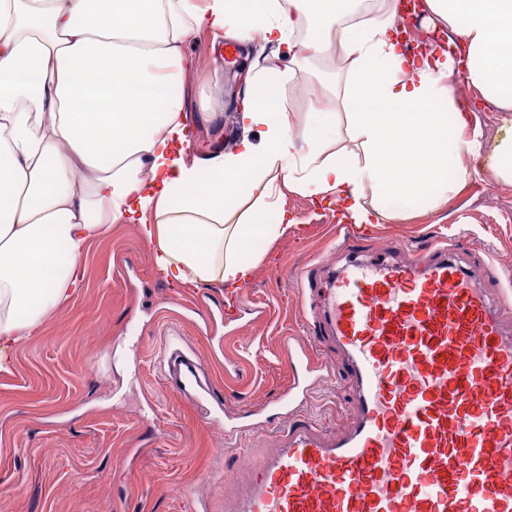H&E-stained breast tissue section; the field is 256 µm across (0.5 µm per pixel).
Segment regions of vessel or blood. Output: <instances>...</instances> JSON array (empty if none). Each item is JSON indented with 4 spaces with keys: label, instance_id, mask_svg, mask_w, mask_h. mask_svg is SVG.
<instances>
[{
    "label": "vessel or blood",
    "instance_id": "vessel-or-blood-1",
    "mask_svg": "<svg viewBox=\"0 0 512 512\" xmlns=\"http://www.w3.org/2000/svg\"><path fill=\"white\" fill-rule=\"evenodd\" d=\"M316 287L309 339L342 353L345 429L286 420L224 512H512V327L434 244ZM186 388L198 362L172 360Z\"/></svg>",
    "mask_w": 512,
    "mask_h": 512
}]
</instances>
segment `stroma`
I'll list each match as a JSON object with an SVG mask.
<instances>
[{"label": "stroma", "instance_id": "1", "mask_svg": "<svg viewBox=\"0 0 512 512\" xmlns=\"http://www.w3.org/2000/svg\"><path fill=\"white\" fill-rule=\"evenodd\" d=\"M213 41L206 28L190 37L194 68L177 86L196 120L199 152L229 151L242 139L240 104L231 97L236 75L216 66ZM237 60L251 72L285 70L281 90L297 125L316 80L328 81L335 103L346 93L349 65L339 59L327 66L258 40ZM212 112L221 120H209ZM476 167L458 194L371 225L362 250L380 256L395 244L440 240L471 274L495 268L480 284L500 293L512 277V183L494 178L489 156ZM291 201L299 231L241 252L255 268L250 284L230 297L217 286L159 277L137 225H114L90 244L81 295L47 316L16 351L12 372L0 375V512H194L201 501L224 512L225 496L237 490L225 449H238L248 467L275 447L273 428L287 414L317 421L326 434L344 429L340 407L351 389L339 374V351H315L325 368L316 379L287 360L285 348L306 338L302 308L311 297L298 269L314 264L325 273L349 257L336 250L334 200L295 193ZM166 348L200 356L212 396L196 403L179 393L160 360ZM297 379L306 381V397L288 411L270 409ZM251 409L262 410L267 428L225 436V417Z\"/></svg>", "mask_w": 512, "mask_h": 512}]
</instances>
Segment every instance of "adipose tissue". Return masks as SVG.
<instances>
[{
  "label": "adipose tissue",
  "mask_w": 512,
  "mask_h": 512,
  "mask_svg": "<svg viewBox=\"0 0 512 512\" xmlns=\"http://www.w3.org/2000/svg\"><path fill=\"white\" fill-rule=\"evenodd\" d=\"M348 0H0V373L45 315L83 288V260L135 224L158 273L246 287L243 245L287 234L288 196L335 197L345 222L380 224L458 193L484 142L453 78L512 112V0H425L456 39L406 52L399 0L344 25ZM309 36L296 43L300 22ZM347 60L344 110L318 100L293 136L283 72H254L235 152L193 154L175 87L193 28ZM362 161L330 153L340 131ZM371 203H364V196Z\"/></svg>",
  "instance_id": "1"
}]
</instances>
